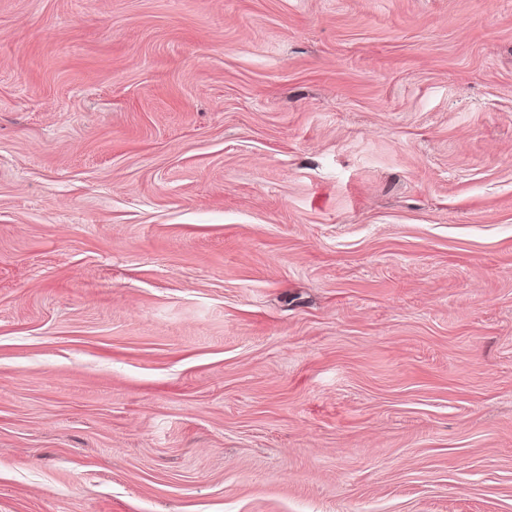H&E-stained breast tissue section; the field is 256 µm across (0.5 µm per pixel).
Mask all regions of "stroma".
<instances>
[{"mask_svg": "<svg viewBox=\"0 0 512 512\" xmlns=\"http://www.w3.org/2000/svg\"><path fill=\"white\" fill-rule=\"evenodd\" d=\"M0 512H512V0H0Z\"/></svg>", "mask_w": 512, "mask_h": 512, "instance_id": "stroma-1", "label": "stroma"}]
</instances>
